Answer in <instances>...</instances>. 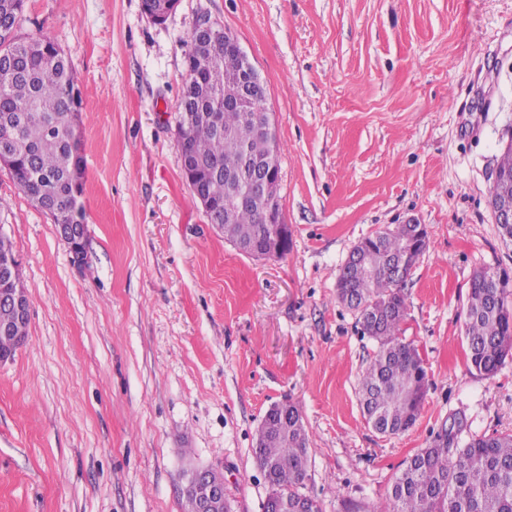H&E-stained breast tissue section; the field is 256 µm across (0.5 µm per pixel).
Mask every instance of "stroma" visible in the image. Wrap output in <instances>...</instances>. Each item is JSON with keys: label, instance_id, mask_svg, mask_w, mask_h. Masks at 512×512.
Segmentation results:
<instances>
[{"label": "stroma", "instance_id": "1", "mask_svg": "<svg viewBox=\"0 0 512 512\" xmlns=\"http://www.w3.org/2000/svg\"><path fill=\"white\" fill-rule=\"evenodd\" d=\"M233 32L281 144L287 253L258 260L208 224L174 138L189 37ZM19 35L61 48L82 92L88 263L0 167V234L30 303L0 364V512H182L185 476L224 474L264 512L254 456L269 408L310 437L322 512H376L442 426L512 434V359L485 379L465 340L471 279L512 267L489 207L512 138V0H27ZM422 224L402 336L429 388L416 423L376 432L357 385L374 351L336 298L363 238Z\"/></svg>", "mask_w": 512, "mask_h": 512}]
</instances>
